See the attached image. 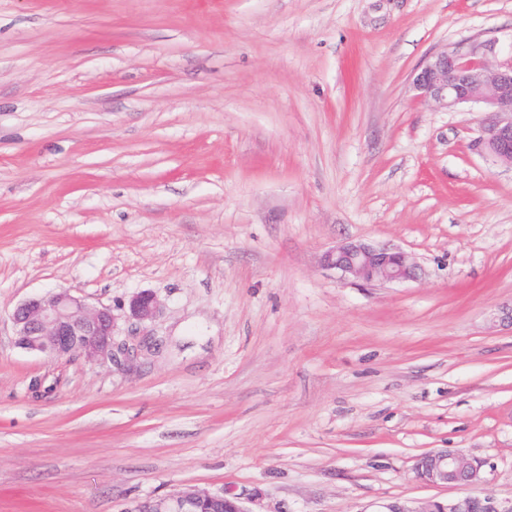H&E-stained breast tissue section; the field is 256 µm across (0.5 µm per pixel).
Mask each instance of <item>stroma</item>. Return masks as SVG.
<instances>
[{
	"instance_id": "1",
	"label": "stroma",
	"mask_w": 512,
	"mask_h": 512,
	"mask_svg": "<svg viewBox=\"0 0 512 512\" xmlns=\"http://www.w3.org/2000/svg\"><path fill=\"white\" fill-rule=\"evenodd\" d=\"M512 44V0H0V512L195 485L249 512L512 497V167L415 99L434 49ZM403 250L412 281L321 266ZM164 305L121 364L14 344L23 300ZM321 264L343 278L366 284L413 280L417 269L408 255L399 249L353 241L325 251ZM482 462L458 450L428 451L416 458L413 472L417 482L430 486L466 487L469 492L455 499L429 498L421 501H391L376 512H512V498L499 500L484 494L481 482Z\"/></svg>"
}]
</instances>
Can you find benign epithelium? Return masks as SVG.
<instances>
[{
	"label": "benign epithelium",
	"instance_id": "benign-epithelium-1",
	"mask_svg": "<svg viewBox=\"0 0 512 512\" xmlns=\"http://www.w3.org/2000/svg\"><path fill=\"white\" fill-rule=\"evenodd\" d=\"M494 37L445 45L430 53L412 76L415 98L447 111L478 105L486 112L475 150L494 163L512 166V44L496 52ZM323 267L343 278L366 284L400 283L416 278V265L403 251L386 245L345 242L325 251ZM162 310L158 297L148 291L133 294L115 312L95 306L71 288H60L20 303L11 314L14 343L23 350L52 360L79 356L88 363L128 360L146 346L150 337L135 343L118 340L120 321L155 320ZM482 463L458 450L428 451L416 458L417 482L430 486L466 487L455 499L391 501L378 512H512V498L499 500L478 489ZM120 512H250L236 496L215 494L185 486L156 498L131 500Z\"/></svg>",
	"mask_w": 512,
	"mask_h": 512
}]
</instances>
